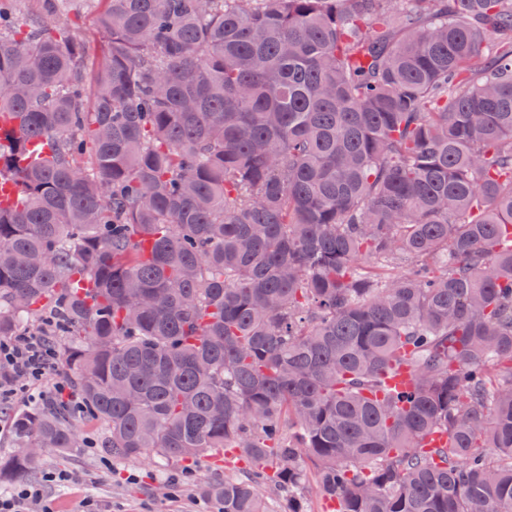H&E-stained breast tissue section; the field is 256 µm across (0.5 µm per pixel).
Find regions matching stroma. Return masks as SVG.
Instances as JSON below:
<instances>
[{
  "label": "stroma",
  "instance_id": "obj_1",
  "mask_svg": "<svg viewBox=\"0 0 512 512\" xmlns=\"http://www.w3.org/2000/svg\"><path fill=\"white\" fill-rule=\"evenodd\" d=\"M78 435L79 448L47 455L39 473L27 479L29 485L40 488L55 512H76L86 497L95 499L102 512H214L213 505L198 492L199 483L213 473L210 465L200 464L193 476L187 477L149 460L115 464L91 448L95 429L80 424ZM57 469L78 473L80 482L63 487L43 483V473Z\"/></svg>",
  "mask_w": 512,
  "mask_h": 512
}]
</instances>
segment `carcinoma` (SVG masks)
Segmentation results:
<instances>
[{"label": "carcinoma", "instance_id": "1", "mask_svg": "<svg viewBox=\"0 0 512 512\" xmlns=\"http://www.w3.org/2000/svg\"><path fill=\"white\" fill-rule=\"evenodd\" d=\"M39 4L0 3V337L82 408L17 415L0 485L77 418L211 459L217 512H309V468L327 512H512V0ZM99 21V15L93 11L82 13L77 18V33L85 45V64L88 73L101 63L105 53V42Z\"/></svg>", "mask_w": 512, "mask_h": 512}]
</instances>
